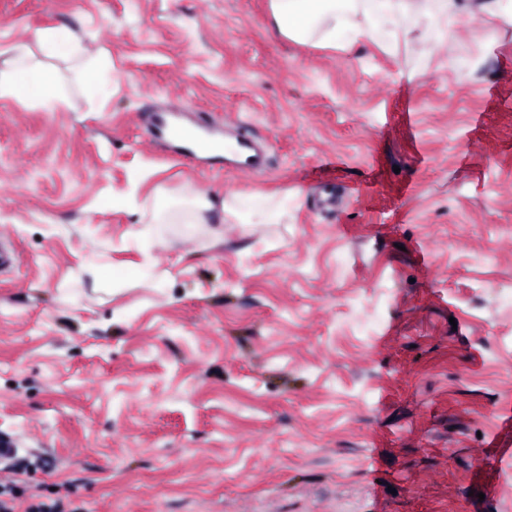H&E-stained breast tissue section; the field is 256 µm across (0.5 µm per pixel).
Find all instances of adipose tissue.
I'll use <instances>...</instances> for the list:
<instances>
[{
  "label": "adipose tissue",
  "mask_w": 512,
  "mask_h": 512,
  "mask_svg": "<svg viewBox=\"0 0 512 512\" xmlns=\"http://www.w3.org/2000/svg\"><path fill=\"white\" fill-rule=\"evenodd\" d=\"M276 32L300 43L340 46L349 50L361 40L395 49L410 35H418L432 49H440L448 31L463 21L457 0H269ZM42 52L64 61L66 72L44 70L32 61L26 44L13 46V57L0 68V98L25 101L28 106L54 112L68 98L60 87L68 78L78 79L88 99L98 89L114 90L118 78L111 58L101 50L85 46L64 28L41 32ZM204 190L186 185L178 200L165 208L146 206L145 224L181 223L189 213L211 209Z\"/></svg>",
  "instance_id": "1"
}]
</instances>
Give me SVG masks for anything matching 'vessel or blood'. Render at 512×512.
<instances>
[{
	"instance_id": "1",
	"label": "vessel or blood",
	"mask_w": 512,
	"mask_h": 512,
	"mask_svg": "<svg viewBox=\"0 0 512 512\" xmlns=\"http://www.w3.org/2000/svg\"><path fill=\"white\" fill-rule=\"evenodd\" d=\"M147 120L152 136L177 143L178 157L184 163L220 161L225 169L242 175L263 173L269 168L265 145L244 128L242 120L230 119L221 125L201 113L183 122L158 109L152 110Z\"/></svg>"
}]
</instances>
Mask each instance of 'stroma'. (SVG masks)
I'll return each mask as SVG.
<instances>
[{
	"label": "stroma",
	"mask_w": 512,
	"mask_h": 512,
	"mask_svg": "<svg viewBox=\"0 0 512 512\" xmlns=\"http://www.w3.org/2000/svg\"><path fill=\"white\" fill-rule=\"evenodd\" d=\"M55 27L141 82L59 112L0 99V436L56 461L29 492L84 512H512V21L475 13L416 69L368 40L282 39L268 0H0V66ZM177 101L240 108L269 171L150 143L143 106ZM188 183L288 214L152 237L142 205Z\"/></svg>",
	"instance_id": "35a3bbf8"
}]
</instances>
